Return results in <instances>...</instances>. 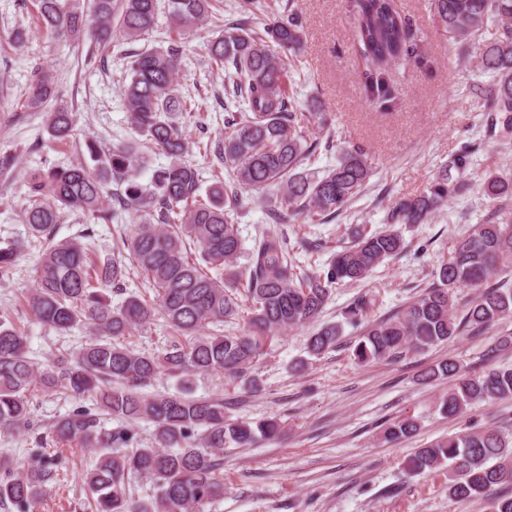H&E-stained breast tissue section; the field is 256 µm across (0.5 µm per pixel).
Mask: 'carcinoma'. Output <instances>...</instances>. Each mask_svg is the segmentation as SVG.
Listing matches in <instances>:
<instances>
[{"label":"carcinoma","instance_id":"1","mask_svg":"<svg viewBox=\"0 0 512 512\" xmlns=\"http://www.w3.org/2000/svg\"><path fill=\"white\" fill-rule=\"evenodd\" d=\"M354 20V42L365 64L374 71L366 84L370 97L385 105L392 101L383 74L398 61L414 55L410 22L398 0H347ZM39 19L56 36L88 37L104 52L114 36L133 39L157 26L158 0H93L92 14L61 0H37ZM435 16L448 40L461 44L479 36L492 23L500 34L482 48L491 85L484 111L495 116L506 134L512 133V0H432ZM215 0H168V14L177 38L168 46L146 49L130 65L122 96L136 131L169 157L154 170L150 183L137 180L144 167L138 146L119 140L100 150L88 146L93 166L76 164L30 175L35 200L24 209L33 235L47 237L38 279L28 299L35 319L59 332L77 326L89 336L77 350L61 353L40 369L27 356V337L10 322L0 320V429L24 432L32 425L31 392L62 391L73 397L94 394L98 411L77 409L57 419L52 441L98 451L84 482L96 496V512H194L223 492L224 447L245 448L257 437L275 438L276 420L250 422L226 415L224 398L189 394L145 393L158 374L166 372L190 382L203 372L241 376L261 355L274 333L314 320L326 305L331 288L340 282L364 279L384 260L403 252V237L393 230L357 233L351 244L335 252L326 273L301 274L288 255L278 225L299 216L324 220L342 213L363 191L372 162L363 150H343L336 165L318 174L304 167L319 142H309L304 129H325L323 112L295 110L292 79L283 56L300 53L304 30L293 6H288L263 31L241 16L209 40L212 60L229 72L232 86L224 95L247 104L245 111L224 108V140L215 155L228 170L225 180L199 199L197 170L184 159L186 142L178 116L187 111L177 76L183 46L179 38L213 18ZM55 88L41 74L29 89L28 105L40 108ZM73 113L57 108L47 113V130L65 140L73 130ZM470 184L442 178L414 197L397 201L389 224H424L448 199ZM273 191V225L254 239L248 263L239 269L243 249L233 220L245 191ZM483 195L496 204L512 199V178L488 176ZM66 210H82L110 222L121 212L140 217L130 252L155 290L146 300L126 294L125 264L114 256L88 262L82 239L86 232L58 242L53 226ZM200 247L199 260L189 258L188 241ZM18 247H0V273L15 265ZM222 270L218 277L201 264ZM512 267V224L489 220L472 227L458 240L441 265L439 283L426 289L402 312L364 327L355 345L358 362L400 357L448 343L465 330L477 336L495 322L512 318V290L489 285L499 271ZM474 290L462 310L456 309L453 289ZM124 299L112 305V295ZM251 303L243 336L206 332L210 324L240 313V297ZM161 314L188 337L157 353L131 349L122 338ZM339 324L321 327L308 340L307 352L320 356L342 339ZM426 380L448 379V396L440 410L450 416L468 407L512 396V368H491L467 375L453 358L429 368ZM124 423L146 421L155 427V444L142 446L128 428L108 430L103 419ZM416 422L404 418L387 425L384 435L396 441L412 435ZM448 466L444 491L456 500L488 498L489 512H512V442L496 428L471 430L441 438L418 448L406 463L411 476ZM149 480L154 493L147 501L131 497L128 477ZM51 470L22 466L0 455V506L28 512L46 492Z\"/></svg>","mask_w":512,"mask_h":512}]
</instances>
